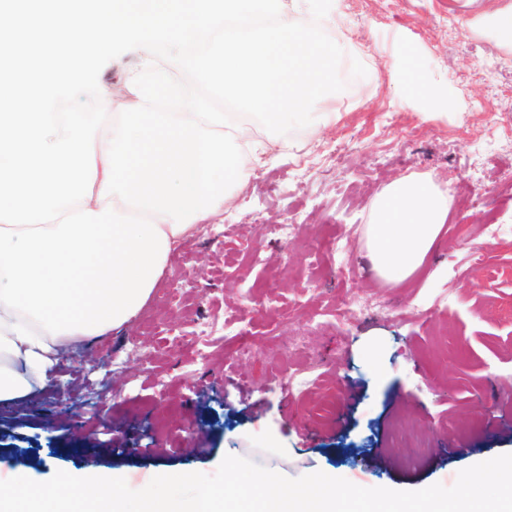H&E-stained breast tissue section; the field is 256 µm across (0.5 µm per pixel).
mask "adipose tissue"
<instances>
[{
	"instance_id": "1",
	"label": "adipose tissue",
	"mask_w": 512,
	"mask_h": 512,
	"mask_svg": "<svg viewBox=\"0 0 512 512\" xmlns=\"http://www.w3.org/2000/svg\"><path fill=\"white\" fill-rule=\"evenodd\" d=\"M307 2L299 13L284 0H0L14 33L51 26L62 37L35 67L0 34V400L26 394L63 346L134 316L173 248L223 206L226 185L262 165L250 128L227 149L225 113L190 107L168 66L193 69L270 123L317 110L343 48L321 33L329 0ZM134 33L141 63L122 113L52 111L51 95L68 92L59 71L73 38L87 37L90 69ZM447 220L448 199L428 181L394 182L363 227L372 270L406 282Z\"/></svg>"
}]
</instances>
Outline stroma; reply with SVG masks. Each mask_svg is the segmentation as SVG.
Wrapping results in <instances>:
<instances>
[{
  "mask_svg": "<svg viewBox=\"0 0 512 512\" xmlns=\"http://www.w3.org/2000/svg\"><path fill=\"white\" fill-rule=\"evenodd\" d=\"M505 2L333 0L323 33L352 83L332 120L256 123L263 165L169 255L139 313L0 400V480L117 472L140 490L232 454L419 490L512 453V50L466 24ZM138 63L117 45L63 80L121 85ZM410 176L455 195L434 253L393 286L362 228ZM282 224L298 227L285 248Z\"/></svg>",
  "mask_w": 512,
  "mask_h": 512,
  "instance_id": "1",
  "label": "stroma"
}]
</instances>
